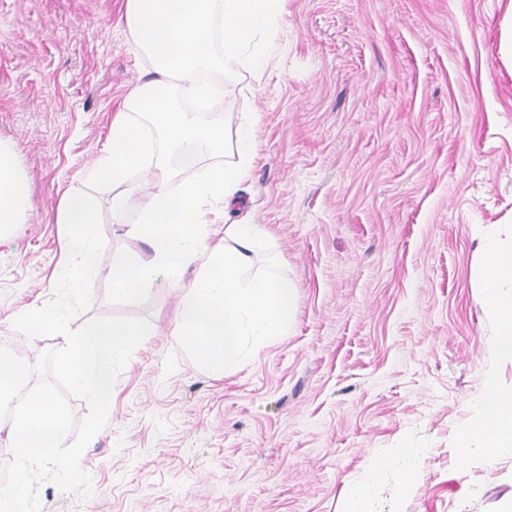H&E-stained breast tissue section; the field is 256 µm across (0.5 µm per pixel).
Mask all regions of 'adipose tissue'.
Returning a JSON list of instances; mask_svg holds the SVG:
<instances>
[{
    "instance_id": "obj_1",
    "label": "adipose tissue",
    "mask_w": 512,
    "mask_h": 512,
    "mask_svg": "<svg viewBox=\"0 0 512 512\" xmlns=\"http://www.w3.org/2000/svg\"><path fill=\"white\" fill-rule=\"evenodd\" d=\"M285 5L286 0H125L129 34L154 76L123 100L101 156L85 172L86 179L113 187L116 216L128 207L131 172H156L150 202L133 227L152 256L114 263L112 293L136 300L159 275L178 285L184 270L199 264L177 309V331L216 378L238 369L250 347L285 335L297 297L276 270L264 228L225 221L257 153L258 114L240 113L232 127L223 114L199 103L212 93L214 81L225 84L241 72L263 78L283 32ZM186 150L208 160L205 176L177 177L171 159ZM27 203V179L16 154L0 142V229L22 223ZM472 280L494 321L495 352L512 362V218L491 225L481 238ZM454 452L484 466L512 455V385L495 373H488L473 417L458 430ZM400 454L405 465L392 484L383 480L387 459L368 465L345 512H404L421 476L422 453L404 448Z\"/></svg>"
}]
</instances>
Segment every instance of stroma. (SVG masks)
Segmentation results:
<instances>
[{"mask_svg":"<svg viewBox=\"0 0 512 512\" xmlns=\"http://www.w3.org/2000/svg\"><path fill=\"white\" fill-rule=\"evenodd\" d=\"M512 0H287L263 82L241 75L217 108L256 112L257 158L228 223L261 225L297 295L286 335L216 379L176 332L182 289L159 277L112 296L115 259L150 258L96 195L105 248L73 328L131 316L149 332L80 460L93 493L40 489L42 512H343L369 463L423 451L406 512H500L512 455L470 468L453 451L495 357L470 281L484 228L512 215V68L497 53ZM124 0H0V141L29 181L26 221L0 233V340L28 364L22 310L54 295L62 193L85 190L113 112L147 80Z\"/></svg>","mask_w":512,"mask_h":512,"instance_id":"stroma-1","label":"stroma"}]
</instances>
